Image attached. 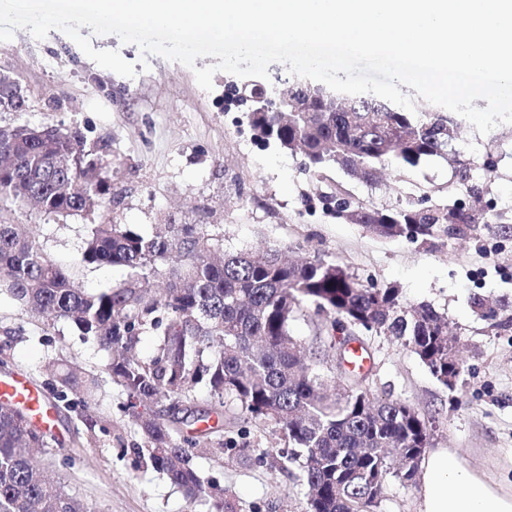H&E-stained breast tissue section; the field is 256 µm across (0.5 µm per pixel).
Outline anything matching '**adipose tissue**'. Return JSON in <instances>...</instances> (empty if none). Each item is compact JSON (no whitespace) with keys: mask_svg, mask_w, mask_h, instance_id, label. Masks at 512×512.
Here are the masks:
<instances>
[{"mask_svg":"<svg viewBox=\"0 0 512 512\" xmlns=\"http://www.w3.org/2000/svg\"><path fill=\"white\" fill-rule=\"evenodd\" d=\"M419 468L418 512H512V485L491 480L456 449H432Z\"/></svg>","mask_w":512,"mask_h":512,"instance_id":"1","label":"adipose tissue"}]
</instances>
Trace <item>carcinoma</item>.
<instances>
[{"label": "carcinoma", "instance_id": "1", "mask_svg": "<svg viewBox=\"0 0 512 512\" xmlns=\"http://www.w3.org/2000/svg\"><path fill=\"white\" fill-rule=\"evenodd\" d=\"M263 88L255 78H240L229 94L253 102ZM336 97L339 112H252L251 122L261 136L304 155L315 178L340 167L372 181L385 166L415 167L431 157L454 165L460 180L469 177L450 118L435 112L419 119L373 97ZM351 106L358 111H345ZM108 150L107 142L89 144L77 130L37 135L28 126L0 127V295L97 340L130 408L168 402L158 414L135 413L143 437L133 449L138 461L165 473L200 512H234L220 482L193 464L199 454L231 443L224 439V413L234 409L287 443L288 461L300 463L306 512H377L389 478L413 485L432 426L405 403L376 399L364 375L344 392H330L323 372L328 354L306 349L291 326L312 307L333 329L392 336L446 386L460 364L448 319L426 303L406 302L394 286L364 283L318 256L290 263L269 250L262 256L226 251L219 258L220 243L194 224L169 223L152 235L105 220L91 225L79 262L128 274L115 287L89 291L5 213L10 204L30 201L63 217L105 205L112 195L102 176ZM336 214L376 236L423 243L458 225L495 223L481 210L420 200L392 209L343 201ZM148 331L158 343L141 357L135 348ZM45 370L53 397L94 432L97 378L60 357ZM199 389L210 397L203 410L193 406ZM63 444L55 429L0 401V512H93L46 475Z\"/></svg>", "mask_w": 512, "mask_h": 512}]
</instances>
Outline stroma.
Wrapping results in <instances>:
<instances>
[{"label": "stroma", "instance_id": "1", "mask_svg": "<svg viewBox=\"0 0 512 512\" xmlns=\"http://www.w3.org/2000/svg\"><path fill=\"white\" fill-rule=\"evenodd\" d=\"M148 61L149 70L126 78L96 65L58 30L38 40L21 29L13 40L0 42V71L26 97L22 111L0 108V127L77 129L88 141L107 140L103 174L112 183L106 208L58 217L15 205L8 221L32 225L46 252L88 289L108 288L126 277L118 268L77 262L90 225L106 218L144 234L173 219L197 225L228 251L318 255L361 281L397 286L407 301L427 302L447 315L462 344L455 390L393 337L352 327L329 332L324 315L311 309L293 322L292 331L307 345L336 353L360 341L370 354L367 384L376 398L410 405L433 423L431 447L457 449L489 478H501L505 452L512 448V323L502 314L480 317L472 303L485 298L512 305V124L482 135L456 117L471 162L465 183L435 157L411 169L387 168L372 182L337 168L317 180L302 155L256 139L246 112L225 109L227 73L215 74L212 91L198 86L192 70L210 65V58L196 59L191 68L153 55ZM337 184L352 201L380 209L423 195L432 205H478L501 221L488 228L462 226L425 244L385 239L336 218L327 197ZM0 348L10 370L39 387L49 379L45 361L56 354L101 380V431L84 446L58 451L83 461L75 469L55 468L65 488L95 512H194L165 474L136 463L132 450L141 433L96 341L65 327L48 328L45 319L24 314L1 295ZM234 429L233 446L197 457V468L221 481L235 512H302L306 489L298 465L272 469L255 461L262 452L277 453L283 440L270 427L241 418Z\"/></svg>", "mask_w": 512, "mask_h": 512}]
</instances>
